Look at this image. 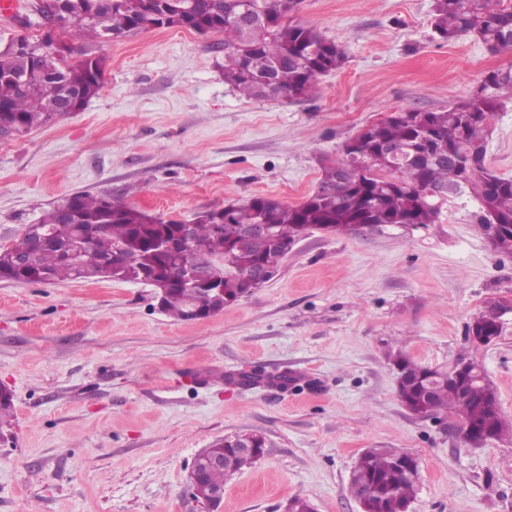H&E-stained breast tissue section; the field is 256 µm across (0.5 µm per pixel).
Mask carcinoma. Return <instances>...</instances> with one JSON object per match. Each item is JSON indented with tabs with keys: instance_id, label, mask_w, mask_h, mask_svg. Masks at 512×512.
<instances>
[{
	"instance_id": "carcinoma-1",
	"label": "carcinoma",
	"mask_w": 512,
	"mask_h": 512,
	"mask_svg": "<svg viewBox=\"0 0 512 512\" xmlns=\"http://www.w3.org/2000/svg\"><path fill=\"white\" fill-rule=\"evenodd\" d=\"M72 13L59 37L68 53L53 57L47 47L18 52L11 36L0 46V123H14L25 133L61 116L58 108L80 96L88 101L104 84L105 59L87 51L95 39H117L132 33L168 29V15L181 0H65ZM182 28L224 35V82L249 99H268L274 89L304 99L311 96L317 77L339 68L347 58L344 46L325 39L315 28L294 23L290 14L300 0H257L261 12L255 28L246 31L229 21L239 7L235 0H192ZM433 29L448 43L471 33L492 51L509 48L512 0H436ZM481 94L447 108L402 111L381 125L371 124L352 137L354 149L323 166L317 189L298 205L265 196L241 205L202 211L189 245L165 251L176 238L178 221H165L108 195L73 193L38 220L44 244L29 248L28 228L0 246V279L15 283H53L63 280L133 281L138 267L154 272L169 291L164 313L185 322L198 299L177 283L186 263L197 255L227 257L222 265L204 269L224 283V298L235 302L245 295L250 269L271 262L274 241L299 239L312 230L351 233L359 224L378 227H428L439 221L442 198L471 187L481 203V232L491 237L494 251L512 255V179L486 165L489 118L507 97L512 100V70H496L481 80ZM270 224L273 237L254 236L245 252L234 251L241 227ZM81 236L91 244L73 261L72 244ZM398 370V397L426 416L449 415L462 427L478 423L493 429L494 439L512 435L501 414L497 395L488 382L442 373L438 386L422 398L423 386L434 373L398 351L388 354ZM224 438V458L237 473L261 457L266 448L259 436L249 453ZM408 452L370 448L355 464L350 485L359 490L368 512H405L413 502L420 479L419 461L406 470Z\"/></svg>"
}]
</instances>
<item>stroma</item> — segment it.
<instances>
[{"label":"stroma","mask_w":512,"mask_h":512,"mask_svg":"<svg viewBox=\"0 0 512 512\" xmlns=\"http://www.w3.org/2000/svg\"><path fill=\"white\" fill-rule=\"evenodd\" d=\"M434 0H301L293 22L347 59L303 101L250 100L224 82L218 34L171 28L103 41L99 95L81 111L0 140V244L76 192L162 217L266 196L290 205L346 140L392 112L470 97L512 50L433 31ZM486 164L512 178V101L495 114ZM479 202L449 197L439 223L306 234L270 282L223 312L180 322L150 287L0 282V512H200L195 454L255 432L264 456L224 484L220 512H359L349 478L367 448L414 453L413 512H512V438L463 445L445 418L397 395L389 352L452 367L476 355L512 423V317L493 345L468 327L512 300V257L494 252ZM255 370L258 385L231 379Z\"/></svg>","instance_id":"35a3bbf8"}]
</instances>
